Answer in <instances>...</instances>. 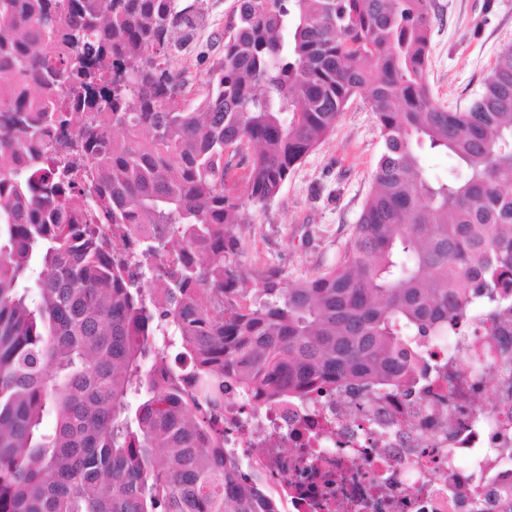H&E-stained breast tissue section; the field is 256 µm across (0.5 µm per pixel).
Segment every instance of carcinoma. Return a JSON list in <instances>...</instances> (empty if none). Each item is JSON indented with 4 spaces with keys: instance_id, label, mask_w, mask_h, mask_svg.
<instances>
[{
    "instance_id": "carcinoma-1",
    "label": "carcinoma",
    "mask_w": 512,
    "mask_h": 512,
    "mask_svg": "<svg viewBox=\"0 0 512 512\" xmlns=\"http://www.w3.org/2000/svg\"><path fill=\"white\" fill-rule=\"evenodd\" d=\"M434 18V0H234L191 100L169 61L196 4L0 0V81L21 85L0 97V512H281L261 474L238 480L230 393H406L421 339L476 309L496 323L512 45L452 111L426 79ZM355 97L384 150L343 254L250 293L244 208L268 207Z\"/></svg>"
}]
</instances>
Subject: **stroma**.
I'll list each match as a JSON object with an SVG mask.
<instances>
[{"mask_svg":"<svg viewBox=\"0 0 512 512\" xmlns=\"http://www.w3.org/2000/svg\"><path fill=\"white\" fill-rule=\"evenodd\" d=\"M429 85L435 99L465 110L479 96L499 52L512 45V0H435ZM193 40L172 60L190 97L206 87L212 57L224 48L234 0H198ZM383 151L376 117L351 99L331 135L296 167L278 200L251 211L239 231L236 261L249 287L270 271L298 282L335 265L357 224Z\"/></svg>","mask_w":512,"mask_h":512,"instance_id":"35a3bbf8","label":"stroma"}]
</instances>
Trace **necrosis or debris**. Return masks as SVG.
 Wrapping results in <instances>:
<instances>
[{"instance_id": "4bbe7bcc", "label": "necrosis or debris", "mask_w": 512, "mask_h": 512, "mask_svg": "<svg viewBox=\"0 0 512 512\" xmlns=\"http://www.w3.org/2000/svg\"><path fill=\"white\" fill-rule=\"evenodd\" d=\"M478 318L426 343L440 371L417 403L314 392L224 407V445L261 449L288 512H499L512 499V336Z\"/></svg>"}]
</instances>
